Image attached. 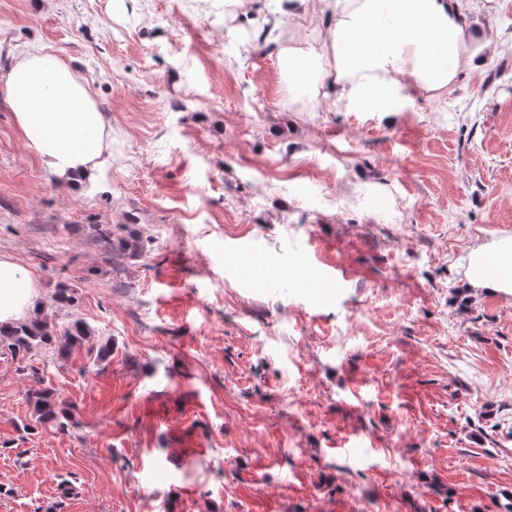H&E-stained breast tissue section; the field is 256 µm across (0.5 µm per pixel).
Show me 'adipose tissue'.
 <instances>
[{"label":"adipose tissue","instance_id":"adipose-tissue-1","mask_svg":"<svg viewBox=\"0 0 512 512\" xmlns=\"http://www.w3.org/2000/svg\"><path fill=\"white\" fill-rule=\"evenodd\" d=\"M335 16L321 51L289 52L291 89L333 73L340 99L394 109L399 91L444 97L461 71L482 65L461 0H324ZM28 147L56 178L95 182L111 129L90 85L47 48L16 57L0 87ZM471 287L512 296V235L469 251ZM35 284L29 269L0 257V326L30 308Z\"/></svg>","mask_w":512,"mask_h":512}]
</instances>
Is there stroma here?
<instances>
[{"label":"stroma","instance_id":"35a3bbf8","mask_svg":"<svg viewBox=\"0 0 512 512\" xmlns=\"http://www.w3.org/2000/svg\"><path fill=\"white\" fill-rule=\"evenodd\" d=\"M464 3L483 66L380 112L289 89L319 0L268 45L273 0H0V85L51 45L112 128L79 193L0 97L23 320L92 331L63 361L0 349V512H512V296L466 260L512 234V0ZM29 403L33 408V414L36 421L40 424H52L64 427L63 422H59V414L56 411V402L53 401V394L50 391H39L28 397Z\"/></svg>","mask_w":512,"mask_h":512}]
</instances>
